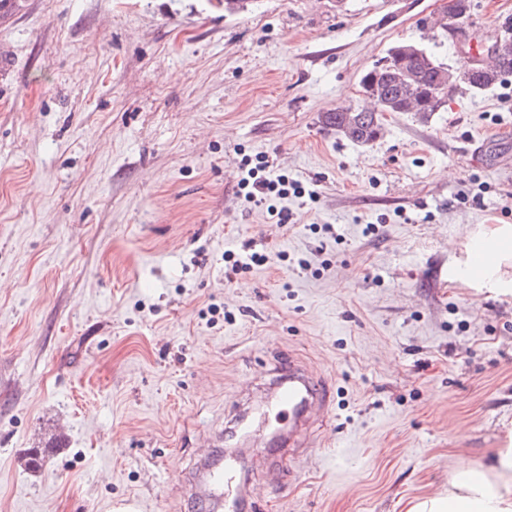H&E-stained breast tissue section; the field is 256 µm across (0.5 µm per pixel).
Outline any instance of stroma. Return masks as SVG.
<instances>
[{
	"label": "stroma",
	"instance_id": "1",
	"mask_svg": "<svg viewBox=\"0 0 512 512\" xmlns=\"http://www.w3.org/2000/svg\"><path fill=\"white\" fill-rule=\"evenodd\" d=\"M448 0H21L0 18V512H191L202 448L249 413L252 512H406L512 432V296L448 272L512 224V80L362 146L401 42L473 62ZM512 0H472L490 39ZM268 160L312 200L248 204ZM261 264L224 280V253ZM323 382L314 446L267 450L279 366Z\"/></svg>",
	"mask_w": 512,
	"mask_h": 512
}]
</instances>
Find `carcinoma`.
<instances>
[{
  "mask_svg": "<svg viewBox=\"0 0 512 512\" xmlns=\"http://www.w3.org/2000/svg\"><path fill=\"white\" fill-rule=\"evenodd\" d=\"M445 68L447 64L438 61L430 51L407 52L397 44L360 79V87L371 92L377 107L355 113V123L348 129L343 128L344 113L339 109L325 113L323 123L352 142L368 145L382 134L381 113L401 111L402 102L411 97L421 101L416 107V115L426 119L440 111L448 96L461 86L474 89L469 70L458 75L456 85L447 86L441 81V72ZM408 73L422 74L423 82L413 85L400 82V76Z\"/></svg>",
  "mask_w": 512,
  "mask_h": 512,
  "instance_id": "obj_1",
  "label": "carcinoma"
}]
</instances>
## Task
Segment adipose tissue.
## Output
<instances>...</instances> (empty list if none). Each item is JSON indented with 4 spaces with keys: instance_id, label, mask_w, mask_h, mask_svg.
Listing matches in <instances>:
<instances>
[{
    "instance_id": "1",
    "label": "adipose tissue",
    "mask_w": 512,
    "mask_h": 512,
    "mask_svg": "<svg viewBox=\"0 0 512 512\" xmlns=\"http://www.w3.org/2000/svg\"><path fill=\"white\" fill-rule=\"evenodd\" d=\"M465 260L451 273L468 287L488 283L512 295V224L481 226L463 246ZM447 493L424 499L408 512H512V448L499 449L489 464L465 465L448 477Z\"/></svg>"
}]
</instances>
